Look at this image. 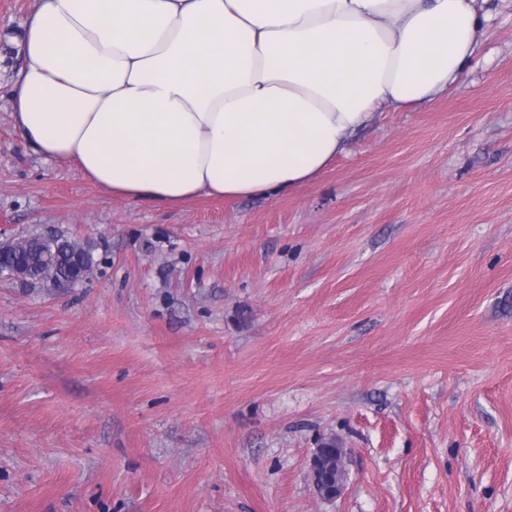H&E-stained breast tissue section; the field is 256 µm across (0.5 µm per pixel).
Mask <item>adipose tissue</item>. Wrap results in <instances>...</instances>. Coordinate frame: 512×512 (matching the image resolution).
I'll return each mask as SVG.
<instances>
[{
	"label": "adipose tissue",
	"instance_id": "adipose-tissue-1",
	"mask_svg": "<svg viewBox=\"0 0 512 512\" xmlns=\"http://www.w3.org/2000/svg\"><path fill=\"white\" fill-rule=\"evenodd\" d=\"M486 21L474 0H35L13 124L133 201L298 191L378 110L456 86Z\"/></svg>",
	"mask_w": 512,
	"mask_h": 512
}]
</instances>
